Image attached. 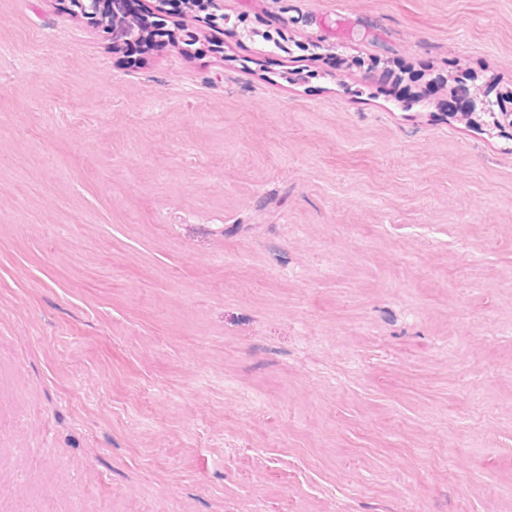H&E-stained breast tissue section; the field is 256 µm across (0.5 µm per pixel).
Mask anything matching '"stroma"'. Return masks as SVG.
I'll return each instance as SVG.
<instances>
[{
    "mask_svg": "<svg viewBox=\"0 0 512 512\" xmlns=\"http://www.w3.org/2000/svg\"><path fill=\"white\" fill-rule=\"evenodd\" d=\"M164 31L0 0V512H512V0ZM512 101V88L506 91L497 92L495 99L485 96L479 100L480 111L486 113L491 119L494 127L508 125L512 127V111H508L504 107L506 101Z\"/></svg>",
    "mask_w": 512,
    "mask_h": 512,
    "instance_id": "35a3bbf8",
    "label": "stroma"
}]
</instances>
